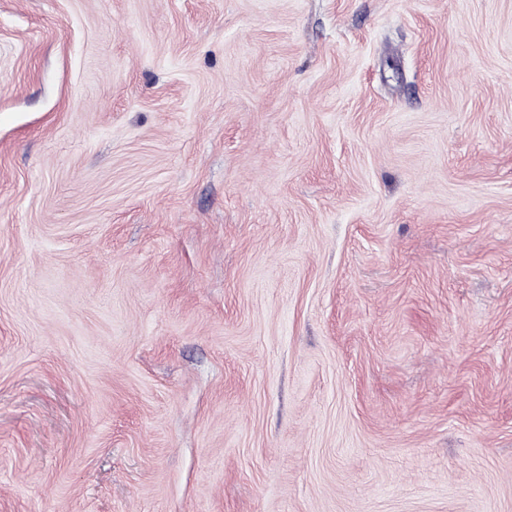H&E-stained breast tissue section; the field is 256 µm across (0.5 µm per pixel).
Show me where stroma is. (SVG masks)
Wrapping results in <instances>:
<instances>
[{"label":"stroma","instance_id":"1","mask_svg":"<svg viewBox=\"0 0 512 512\" xmlns=\"http://www.w3.org/2000/svg\"><path fill=\"white\" fill-rule=\"evenodd\" d=\"M0 512H512V0H0Z\"/></svg>","mask_w":512,"mask_h":512}]
</instances>
